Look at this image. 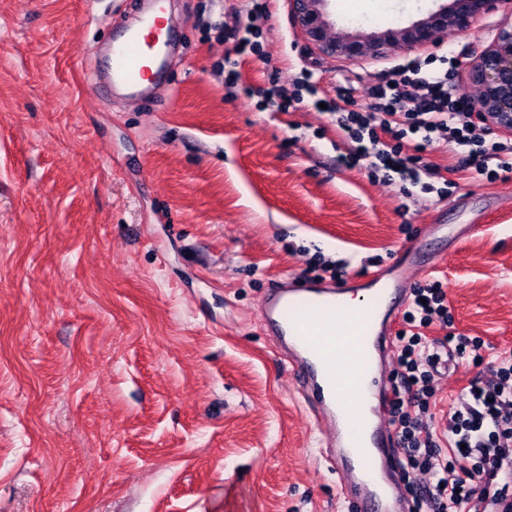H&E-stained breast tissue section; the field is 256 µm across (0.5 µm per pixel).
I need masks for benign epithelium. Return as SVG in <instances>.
<instances>
[{
	"instance_id": "7a95c632",
	"label": "benign epithelium",
	"mask_w": 512,
	"mask_h": 512,
	"mask_svg": "<svg viewBox=\"0 0 512 512\" xmlns=\"http://www.w3.org/2000/svg\"><path fill=\"white\" fill-rule=\"evenodd\" d=\"M330 0H289L291 17L307 41L324 56L347 62L419 54L441 43L448 31L466 32L496 12L512 14V0H446L436 10L400 29L367 36L330 34ZM479 93L471 111L512 131V28H501L491 44L466 62Z\"/></svg>"
}]
</instances>
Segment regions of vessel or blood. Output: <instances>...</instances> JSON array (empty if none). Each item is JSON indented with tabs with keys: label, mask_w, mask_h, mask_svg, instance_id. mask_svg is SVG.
<instances>
[{
	"label": "vessel or blood",
	"mask_w": 512,
	"mask_h": 512,
	"mask_svg": "<svg viewBox=\"0 0 512 512\" xmlns=\"http://www.w3.org/2000/svg\"><path fill=\"white\" fill-rule=\"evenodd\" d=\"M163 3L154 0V13L126 28L120 45L110 52L102 80L125 97L151 94L160 78L153 62ZM430 264L429 258L406 250L392 266L388 288L362 311L337 306L333 288H295L285 281L270 290L261 307L267 332L287 349L289 367L316 399L319 420L333 427L336 467L360 512H387L369 479L397 457L392 429L369 417L365 390L384 389L375 368L392 350L396 310L406 300L411 271Z\"/></svg>",
	"instance_id": "vessel-or-blood-1"
}]
</instances>
